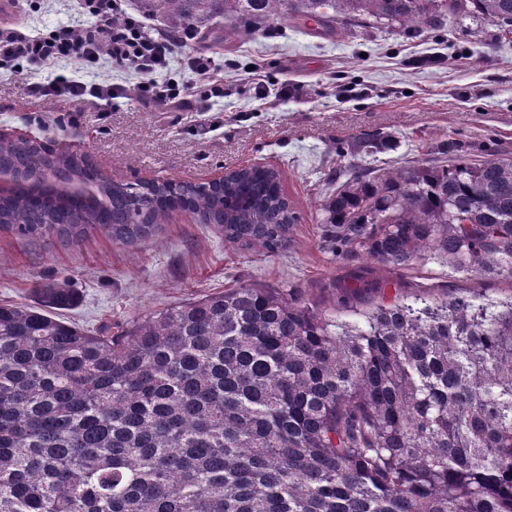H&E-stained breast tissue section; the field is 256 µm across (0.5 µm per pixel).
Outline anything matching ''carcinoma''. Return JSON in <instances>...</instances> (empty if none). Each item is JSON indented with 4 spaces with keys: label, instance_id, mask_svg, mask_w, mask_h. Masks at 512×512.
I'll use <instances>...</instances> for the list:
<instances>
[{
    "label": "carcinoma",
    "instance_id": "1",
    "mask_svg": "<svg viewBox=\"0 0 512 512\" xmlns=\"http://www.w3.org/2000/svg\"><path fill=\"white\" fill-rule=\"evenodd\" d=\"M219 46L214 23L512 31V0H135ZM377 137L336 146L348 177L322 204L323 249L392 267L430 255L512 278V158L376 169ZM0 229L134 246L175 211L274 251L299 214L275 169L213 185L115 181L36 139L0 138ZM0 305V512H512V300H393L343 321L241 284L91 333L78 293Z\"/></svg>",
    "mask_w": 512,
    "mask_h": 512
}]
</instances>
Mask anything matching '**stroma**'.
Listing matches in <instances>:
<instances>
[{
    "label": "stroma",
    "instance_id": "stroma-1",
    "mask_svg": "<svg viewBox=\"0 0 512 512\" xmlns=\"http://www.w3.org/2000/svg\"><path fill=\"white\" fill-rule=\"evenodd\" d=\"M73 8V0H44L38 10L18 4L0 17V29L40 31L70 19ZM455 55L464 65L451 64ZM212 56L223 97L193 96L176 110L141 102L132 92L136 75L118 68L97 74L131 89L110 105L34 96L30 85L48 80L45 72L0 76V134L50 138L125 181L203 182L250 163L274 167L300 214L286 244L274 251L231 244L216 225L177 213L132 247L99 233L74 245L0 229V305L36 304L40 284L66 278L80 301L61 319L94 331L242 283L289 290L334 316L343 312L344 294L369 304L395 296L409 303L512 298V279L463 275L433 259L394 268L364 255L331 254L320 224L328 178L349 166L337 157V143L381 134L384 144L370 159L378 169L428 160L448 141L512 157L511 32L479 18L421 32L370 24L339 34L282 21L227 38ZM251 65L261 71L264 98L244 80ZM286 83L292 89L285 96Z\"/></svg>",
    "mask_w": 512,
    "mask_h": 512
}]
</instances>
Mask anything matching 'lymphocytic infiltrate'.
Wrapping results in <instances>:
<instances>
[{"label": "lymphocytic infiltrate", "mask_w": 512, "mask_h": 512, "mask_svg": "<svg viewBox=\"0 0 512 512\" xmlns=\"http://www.w3.org/2000/svg\"><path fill=\"white\" fill-rule=\"evenodd\" d=\"M76 10L80 21L75 25L62 23L36 33L1 29L0 73L66 62L73 67L70 75L34 84L33 93L109 102L125 97L127 89L91 81V74L107 61L138 75L139 98L175 109L186 103L191 91L167 76L174 54H181L183 65L202 78L213 71L210 56L191 51V29L172 36L153 31L149 18L128 10L126 0H76Z\"/></svg>", "instance_id": "f902f5d3"}]
</instances>
